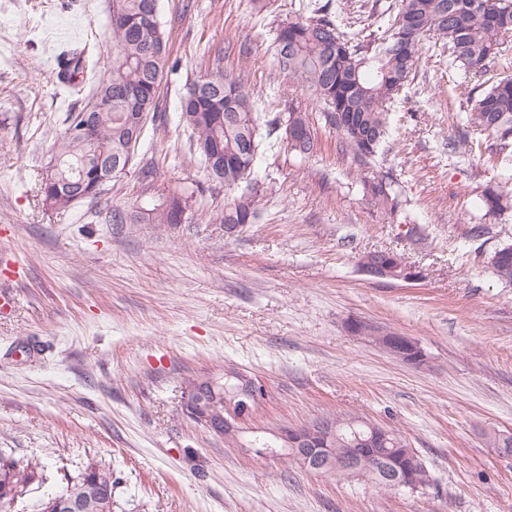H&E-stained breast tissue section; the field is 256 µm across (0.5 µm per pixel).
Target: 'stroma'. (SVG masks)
<instances>
[{"label": "stroma", "instance_id": "obj_1", "mask_svg": "<svg viewBox=\"0 0 512 512\" xmlns=\"http://www.w3.org/2000/svg\"><path fill=\"white\" fill-rule=\"evenodd\" d=\"M298 0H159L176 72L164 125L147 122L134 158L97 202L44 204L39 181L66 117L88 102L60 88L52 60L69 41L112 58V0H0V450L39 460L48 479L11 512H38L63 475L111 469L112 512H512V285L489 258L512 243V213L464 208L500 170L448 152L461 111L446 64L422 58L375 157L358 164L309 92L282 73L274 38ZM222 66L261 112L301 113L319 150L261 147V218L235 234L210 223L223 189L188 162L184 85ZM154 169L152 180L143 172ZM393 174L406 215L363 192ZM195 190L180 224H107L115 205L152 206ZM473 224L489 225L480 237ZM419 235H412L411 226ZM391 250L419 280L358 265ZM417 340V367L353 335L349 320ZM235 368L268 395L246 428L302 426L352 412L400 432L433 481L418 492L266 460L190 419L187 379Z\"/></svg>", "mask_w": 512, "mask_h": 512}]
</instances>
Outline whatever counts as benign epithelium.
I'll return each mask as SVG.
<instances>
[{"label": "benign epithelium", "mask_w": 512, "mask_h": 512, "mask_svg": "<svg viewBox=\"0 0 512 512\" xmlns=\"http://www.w3.org/2000/svg\"><path fill=\"white\" fill-rule=\"evenodd\" d=\"M358 334L394 355L403 347L418 346L413 339L374 330L368 323L359 329ZM230 376L234 377L235 383L233 400H228L221 390L219 379L206 377L188 388L184 403L188 417L219 436H238L244 433L243 424L261 404L253 378L238 371L230 373ZM335 431V424L330 420H318L305 426L284 427L274 434L278 447L267 448L259 456L277 459L282 454L289 453L306 468L312 467L317 461L319 465L316 471L321 474L367 477L375 471L381 475L383 483L393 490L412 487L417 483L414 470L402 473L393 468L373 448L372 439L363 442L361 448L345 449L338 459L334 457V449L315 447L318 442L328 441Z\"/></svg>", "instance_id": "benign-epithelium-1"}]
</instances>
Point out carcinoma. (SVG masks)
I'll return each instance as SVG.
<instances>
[{"label": "carcinoma", "instance_id": "cac0c4a2", "mask_svg": "<svg viewBox=\"0 0 512 512\" xmlns=\"http://www.w3.org/2000/svg\"><path fill=\"white\" fill-rule=\"evenodd\" d=\"M398 0L379 13V28H352L341 13H332V0L300 3V19L276 32L279 69L310 90L324 106L326 122L339 135L338 150L357 163L374 156L390 132L388 109L408 85L422 56L448 60V69L462 84L481 83L467 94L457 136L448 152L479 155L489 166L512 168V77L496 76L506 68L503 38L512 37V0ZM158 0H112L109 27L112 65L100 72L98 61L84 49H73L58 82L74 90L77 77L91 71L94 100L69 113L66 129L51 152L62 157L53 182L41 181L44 201L56 209L73 207L69 191L75 184L91 193L95 202L103 193L96 187L106 165H119L117 178L130 159L129 112L158 111L159 89L169 68L167 39L157 19ZM229 75L220 66L186 84L180 98V117L189 128L191 155L212 153L223 160L210 169V178L224 186V207L209 213L213 224H253L259 218L257 202L264 184L247 173L262 140H282L279 120L257 111L251 93L238 81L234 94L220 108L214 97L224 94ZM84 112L95 115L93 134L83 139L71 134ZM290 126L302 131L285 149L301 157L317 150V140L301 115L288 113ZM364 193L381 209L403 210L402 190L388 173L364 183ZM485 214L500 216L512 210V190L500 185L479 194ZM200 208L195 191L165 197L151 209L114 206L105 214L109 224H180L185 214ZM490 264L501 281L512 283V248H500ZM336 447L345 448L356 437H367L372 422L356 414H338ZM409 442L393 429L380 438L383 454L401 459ZM44 481L36 463L0 451V512L20 481ZM60 494L98 499L99 512H112V470L88 464L76 476L64 474Z\"/></svg>", "mask_w": 512, "mask_h": 512}]
</instances>
